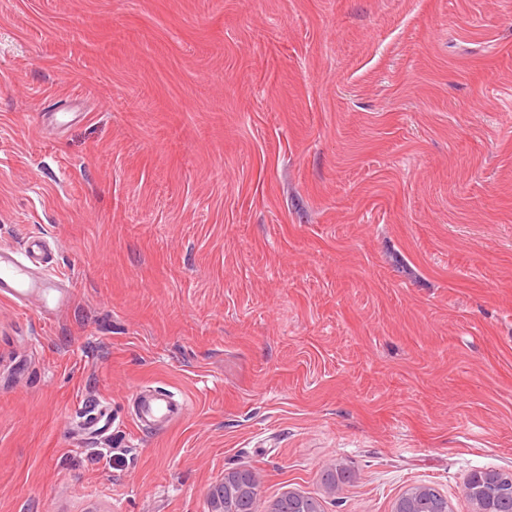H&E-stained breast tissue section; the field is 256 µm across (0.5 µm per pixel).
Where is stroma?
<instances>
[{
  "mask_svg": "<svg viewBox=\"0 0 512 512\" xmlns=\"http://www.w3.org/2000/svg\"><path fill=\"white\" fill-rule=\"evenodd\" d=\"M32 236L74 298L0 299V512H214L239 468L258 512H472L512 473V0H0ZM145 387L189 414L140 429ZM428 485H414L408 489V492L400 496L394 504L393 512H424L426 511V502L423 494L427 491Z\"/></svg>",
  "mask_w": 512,
  "mask_h": 512,
  "instance_id": "35a3bbf8",
  "label": "stroma"
}]
</instances>
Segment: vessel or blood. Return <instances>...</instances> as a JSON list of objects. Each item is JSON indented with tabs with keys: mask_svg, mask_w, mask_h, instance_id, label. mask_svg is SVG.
<instances>
[{
	"mask_svg": "<svg viewBox=\"0 0 512 512\" xmlns=\"http://www.w3.org/2000/svg\"><path fill=\"white\" fill-rule=\"evenodd\" d=\"M44 246V241L35 238L20 252L0 249V298L21 302L34 296L48 313L69 302V286L44 267L47 257ZM186 410L184 402L175 401L169 392L156 390L137 397L134 421L140 426L154 423L168 426L180 420Z\"/></svg>",
	"mask_w": 512,
	"mask_h": 512,
	"instance_id": "vessel-or-blood-1",
	"label": "vessel or blood"
}]
</instances>
